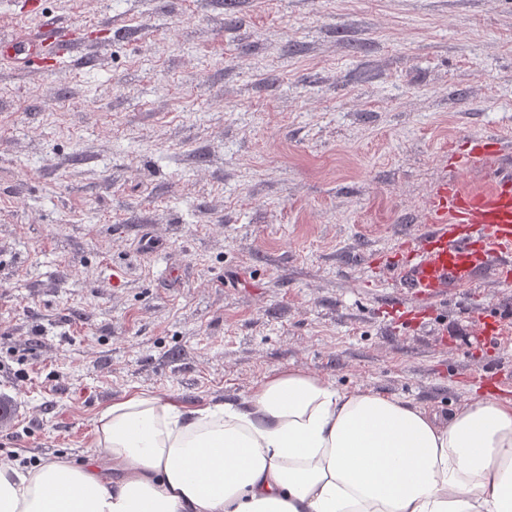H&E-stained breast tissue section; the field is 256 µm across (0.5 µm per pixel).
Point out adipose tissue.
Instances as JSON below:
<instances>
[{
    "label": "adipose tissue",
    "mask_w": 512,
    "mask_h": 512,
    "mask_svg": "<svg viewBox=\"0 0 512 512\" xmlns=\"http://www.w3.org/2000/svg\"><path fill=\"white\" fill-rule=\"evenodd\" d=\"M91 446L0 462V512H512V402L491 397L443 416L295 368L238 403L128 394Z\"/></svg>",
    "instance_id": "ef3b65f1"
}]
</instances>
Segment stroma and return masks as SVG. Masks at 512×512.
Listing matches in <instances>:
<instances>
[{
    "mask_svg": "<svg viewBox=\"0 0 512 512\" xmlns=\"http://www.w3.org/2000/svg\"><path fill=\"white\" fill-rule=\"evenodd\" d=\"M81 47L0 60V461L85 459L134 391L187 408L302 368L448 414L512 400V287L386 261L512 142V0H0ZM498 336L485 337V325Z\"/></svg>",
    "mask_w": 512,
    "mask_h": 512,
    "instance_id": "1",
    "label": "stroma"
}]
</instances>
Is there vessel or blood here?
Returning <instances> with one entry per match:
<instances>
[{"mask_svg": "<svg viewBox=\"0 0 512 512\" xmlns=\"http://www.w3.org/2000/svg\"><path fill=\"white\" fill-rule=\"evenodd\" d=\"M75 40L65 20L50 17L16 51L27 70L41 67L42 55L73 50ZM496 264L512 272V170L500 171L493 190L472 194L443 184L431 198L427 230L409 244L405 261L390 275L399 288L416 298L439 300Z\"/></svg>", "mask_w": 512, "mask_h": 512, "instance_id": "obj_1", "label": "vessel or blood"}]
</instances>
